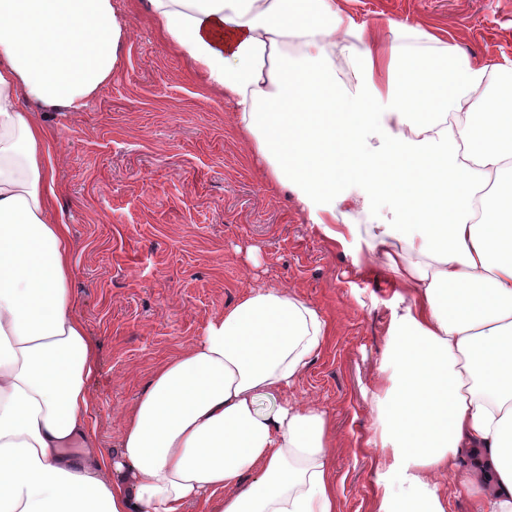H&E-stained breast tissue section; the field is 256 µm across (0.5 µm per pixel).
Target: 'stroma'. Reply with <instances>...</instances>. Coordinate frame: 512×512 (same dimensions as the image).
I'll return each instance as SVG.
<instances>
[{
  "label": "stroma",
  "instance_id": "obj_1",
  "mask_svg": "<svg viewBox=\"0 0 512 512\" xmlns=\"http://www.w3.org/2000/svg\"><path fill=\"white\" fill-rule=\"evenodd\" d=\"M358 20H422L456 51L512 61V0H337ZM129 36L111 80L75 112L38 110L57 140L75 310L97 343L89 414L119 449L124 416L153 372L200 340L252 286L291 289L335 327L290 397L336 426L340 512H374L376 453L364 446L392 286L359 270L284 189L272 190L233 108L194 78L135 0H112Z\"/></svg>",
  "mask_w": 512,
  "mask_h": 512
}]
</instances>
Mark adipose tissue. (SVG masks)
<instances>
[{
	"label": "adipose tissue",
	"instance_id": "adipose-tissue-1",
	"mask_svg": "<svg viewBox=\"0 0 512 512\" xmlns=\"http://www.w3.org/2000/svg\"><path fill=\"white\" fill-rule=\"evenodd\" d=\"M141 6L234 104L265 181L343 249L366 242L365 265L391 279L366 441L376 512H452L450 482L472 512H512V64L336 0ZM128 35L112 0H0V512H339L329 418L288 396L334 327L283 288L212 317L154 371L119 453L97 445L99 352L69 288L57 140L33 109L85 106ZM383 180L398 187L385 211Z\"/></svg>",
	"mask_w": 512,
	"mask_h": 512
}]
</instances>
